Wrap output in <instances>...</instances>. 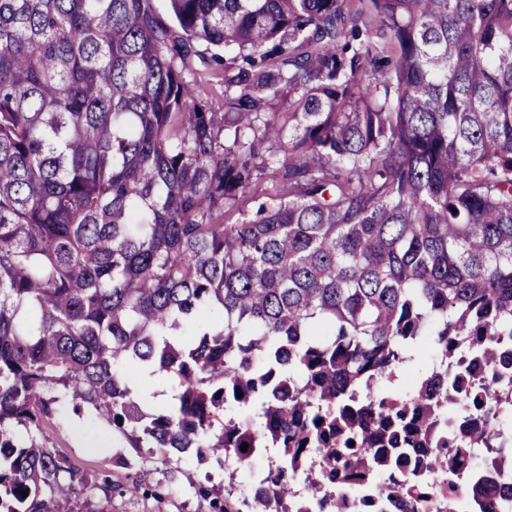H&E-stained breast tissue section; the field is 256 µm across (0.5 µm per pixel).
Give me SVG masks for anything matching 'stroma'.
I'll return each instance as SVG.
<instances>
[{
	"mask_svg": "<svg viewBox=\"0 0 512 512\" xmlns=\"http://www.w3.org/2000/svg\"><path fill=\"white\" fill-rule=\"evenodd\" d=\"M44 431L47 447L72 467L61 474L57 488L43 492L56 512H216L225 488L238 498L250 496L253 470L277 461L273 452L248 469L192 455L168 460L130 447L92 406L77 411L67 402ZM136 482L142 489L134 493L130 487Z\"/></svg>",
	"mask_w": 512,
	"mask_h": 512,
	"instance_id": "stroma-1",
	"label": "stroma"
}]
</instances>
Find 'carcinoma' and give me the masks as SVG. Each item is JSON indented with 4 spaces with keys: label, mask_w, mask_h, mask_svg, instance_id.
I'll return each mask as SVG.
<instances>
[{
    "label": "carcinoma",
    "mask_w": 512,
    "mask_h": 512,
    "mask_svg": "<svg viewBox=\"0 0 512 512\" xmlns=\"http://www.w3.org/2000/svg\"><path fill=\"white\" fill-rule=\"evenodd\" d=\"M170 3L0 0V512H53L71 467L18 428L58 385L166 458L277 447L267 512L313 454L417 512L448 389L377 384L420 343L490 362L512 337V0ZM197 41L221 112L186 80ZM136 367L176 402L144 412Z\"/></svg>",
    "instance_id": "obj_1"
}]
</instances>
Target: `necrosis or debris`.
Listing matches in <instances>:
<instances>
[{"instance_id":"4bbe7bcc","label":"necrosis or debris","mask_w":512,"mask_h":512,"mask_svg":"<svg viewBox=\"0 0 512 512\" xmlns=\"http://www.w3.org/2000/svg\"><path fill=\"white\" fill-rule=\"evenodd\" d=\"M499 375L491 377L487 363L477 352L449 346L447 356H435L430 372L451 375L464 372L472 394L493 399L498 411L495 422L469 407L456 393L448 395V411L441 433L454 444L457 455L451 472L429 470L425 473L426 491L433 512H470V488L477 480L492 476L495 480L496 512H512V338H500L495 346ZM487 428L484 439H474L475 428ZM321 459H314L307 478L320 482L327 501L344 498L348 512H374L379 494V479L354 478L340 483L323 477Z\"/></svg>"}]
</instances>
